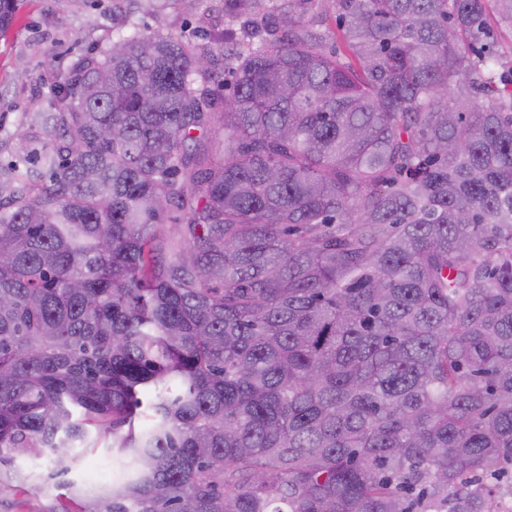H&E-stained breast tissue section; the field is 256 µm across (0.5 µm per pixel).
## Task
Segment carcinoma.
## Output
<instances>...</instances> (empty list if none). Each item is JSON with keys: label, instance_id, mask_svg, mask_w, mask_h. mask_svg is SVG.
Returning <instances> with one entry per match:
<instances>
[{"label": "carcinoma", "instance_id": "1", "mask_svg": "<svg viewBox=\"0 0 512 512\" xmlns=\"http://www.w3.org/2000/svg\"><path fill=\"white\" fill-rule=\"evenodd\" d=\"M249 0L79 57L0 166V501L496 512L512 469V0ZM18 0H0V34ZM229 69L232 91L211 86ZM78 450L81 454L73 472L60 480L79 479L85 482V477L103 467H109L112 470V476L108 482L123 479L129 474L130 468L126 466L125 460L118 454L112 456V454H106L102 450L91 451L88 449L84 451L82 448H78Z\"/></svg>", "mask_w": 512, "mask_h": 512}]
</instances>
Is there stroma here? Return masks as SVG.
<instances>
[{"mask_svg": "<svg viewBox=\"0 0 512 512\" xmlns=\"http://www.w3.org/2000/svg\"><path fill=\"white\" fill-rule=\"evenodd\" d=\"M164 27L206 42L224 28V0H22L0 36V165L23 113L45 108L57 72L91 48L133 30Z\"/></svg>", "mask_w": 512, "mask_h": 512, "instance_id": "obj_1", "label": "stroma"}]
</instances>
